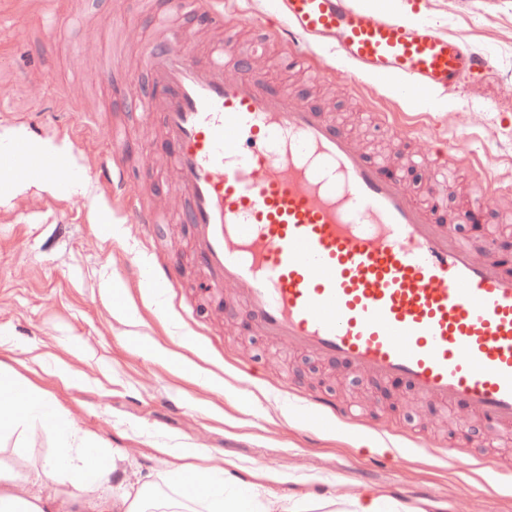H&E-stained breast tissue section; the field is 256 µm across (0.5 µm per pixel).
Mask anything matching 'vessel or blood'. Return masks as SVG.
<instances>
[{
	"mask_svg": "<svg viewBox=\"0 0 512 512\" xmlns=\"http://www.w3.org/2000/svg\"><path fill=\"white\" fill-rule=\"evenodd\" d=\"M278 2L287 25L268 34L287 46L289 64L308 63V46L331 40L339 58L395 80L416 105L490 66L393 7ZM166 11L143 53L154 92L140 108L160 119L203 288L220 299L234 287L257 336L465 408L487 428L511 427L512 262L448 231L482 219L480 209L447 218L434 187L418 201L321 106L268 82L229 44H213L205 64L191 61L195 33L172 18L195 13L206 29H223L222 0H167ZM127 141L123 127L107 133L93 179L150 231L161 213L128 192ZM10 151L19 180L69 168L68 156L32 154L22 140ZM304 406L352 415L328 393L305 395Z\"/></svg>",
	"mask_w": 512,
	"mask_h": 512,
	"instance_id": "vessel-or-blood-1",
	"label": "vessel or blood"
}]
</instances>
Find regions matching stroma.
Here are the masks:
<instances>
[{
    "label": "stroma",
    "mask_w": 512,
    "mask_h": 512,
    "mask_svg": "<svg viewBox=\"0 0 512 512\" xmlns=\"http://www.w3.org/2000/svg\"><path fill=\"white\" fill-rule=\"evenodd\" d=\"M161 2L59 0L52 10L41 0H0V131L18 128L58 143L77 136L70 176L86 184L82 194L33 189L0 206V363L47 392L103 449H121L145 482H160L167 468L163 445L184 442L231 462L241 483L258 477L281 493L362 492L420 501L427 512H512V480L476 468L466 455L503 445L470 415L251 335L244 309L219 306L200 288L190 227L179 221L186 201L175 190L158 121L138 108L153 88L141 59ZM394 4L490 60L486 72L415 108L394 86L382 88L387 107L425 126L426 140L410 150L429 152L440 136L455 156L475 152L512 183V0ZM269 8V0H231L230 12L241 16L229 32L235 49L261 50L256 66L265 78L292 85L345 122L368 156L397 161L400 131L364 112L347 89L360 75L326 50L316 51L314 70L302 77L280 66V47L267 46L256 24ZM106 57L107 83L99 76ZM86 109L97 114V133L83 129ZM115 121L129 130L131 193L166 212L150 239L142 225L126 222L119 203L97 198L88 180ZM448 179V213L474 195L487 219L476 230L456 225L458 234L480 250L491 233L512 241V195L489 192L455 157ZM154 252L177 279L178 303L139 286ZM118 299L136 309L133 319L115 315ZM189 312L194 322H186ZM61 364L70 377L57 376ZM324 388L340 404L361 406L359 423L313 427L298 393ZM446 441L457 454L439 455ZM55 446L52 429L32 441L17 434L0 444V461L29 472Z\"/></svg>",
    "instance_id": "stroma-1"
}]
</instances>
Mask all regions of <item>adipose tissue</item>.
I'll list each match as a JSON object with an SVG mask.
<instances>
[{
	"mask_svg": "<svg viewBox=\"0 0 512 512\" xmlns=\"http://www.w3.org/2000/svg\"><path fill=\"white\" fill-rule=\"evenodd\" d=\"M58 427L54 456L40 472L29 476L0 463V512H61L67 499L81 512H422L411 502L364 495H328L320 499L277 493L253 484L248 493L232 492V474L216 467H196L200 448L166 447L170 461L165 489L122 490L110 482L116 459L98 453L94 435L63 420L58 403L17 371L0 368V436L15 431L32 434Z\"/></svg>",
	"mask_w": 512,
	"mask_h": 512,
	"instance_id": "adipose-tissue-1",
	"label": "adipose tissue"
}]
</instances>
